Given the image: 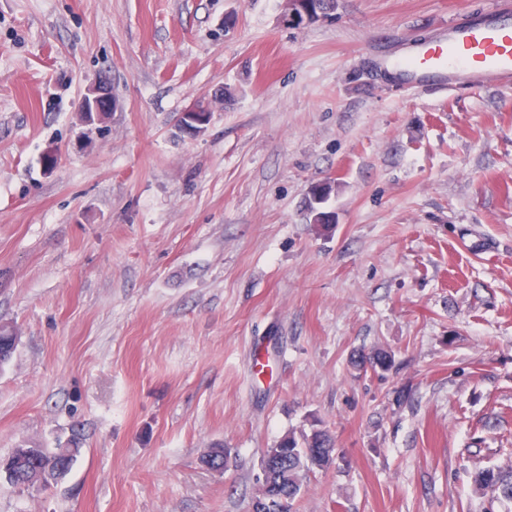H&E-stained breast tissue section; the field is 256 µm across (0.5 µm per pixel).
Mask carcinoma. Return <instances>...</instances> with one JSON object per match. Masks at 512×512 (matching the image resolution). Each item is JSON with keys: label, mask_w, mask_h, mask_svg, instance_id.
<instances>
[{"label": "carcinoma", "mask_w": 512, "mask_h": 512, "mask_svg": "<svg viewBox=\"0 0 512 512\" xmlns=\"http://www.w3.org/2000/svg\"><path fill=\"white\" fill-rule=\"evenodd\" d=\"M17 338L18 334L13 326L0 324V367L12 357L16 350ZM350 364L359 373L369 369L386 372L392 367V358L388 351L377 349L369 354L352 355ZM277 447L289 451L288 466L272 470L266 487L259 489L254 499L272 500V506L268 508V512H292L293 504L301 493L302 478L313 470L311 463H316L320 469H325L333 463L336 451L335 441L315 420L311 423L310 431L302 430L297 435L289 433L279 440ZM80 451L81 448L77 444L53 451L38 445L29 454L17 447L0 462L6 465V471L9 474L21 477L40 467L54 468L59 464L71 467ZM225 455L224 446L215 444L209 448L207 454L201 457V462L213 470L221 469L224 467ZM473 483L480 493L491 490L507 501L512 500V469L504 471L500 468H480L474 472Z\"/></svg>", "instance_id": "carcinoma-1"}]
</instances>
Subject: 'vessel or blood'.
<instances>
[{"mask_svg":"<svg viewBox=\"0 0 512 512\" xmlns=\"http://www.w3.org/2000/svg\"><path fill=\"white\" fill-rule=\"evenodd\" d=\"M394 67L408 78L465 74L482 83L507 81L512 78V18L483 12L449 24L441 38L419 46Z\"/></svg>","mask_w":512,"mask_h":512,"instance_id":"vessel-or-blood-1","label":"vessel or blood"}]
</instances>
